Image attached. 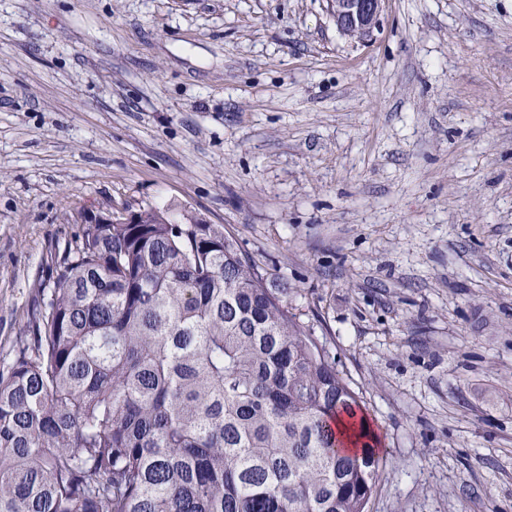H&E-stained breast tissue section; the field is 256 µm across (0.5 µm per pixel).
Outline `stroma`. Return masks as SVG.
I'll list each match as a JSON object with an SVG mask.
<instances>
[{
    "label": "stroma",
    "instance_id": "obj_1",
    "mask_svg": "<svg viewBox=\"0 0 512 512\" xmlns=\"http://www.w3.org/2000/svg\"><path fill=\"white\" fill-rule=\"evenodd\" d=\"M223 225L382 440L368 512H512V0H0V367L84 211ZM383 0H327V11L337 31L363 40L379 22Z\"/></svg>",
    "mask_w": 512,
    "mask_h": 512
}]
</instances>
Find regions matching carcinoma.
Instances as JSON below:
<instances>
[{
  "instance_id": "carcinoma-1",
  "label": "carcinoma",
  "mask_w": 512,
  "mask_h": 512,
  "mask_svg": "<svg viewBox=\"0 0 512 512\" xmlns=\"http://www.w3.org/2000/svg\"><path fill=\"white\" fill-rule=\"evenodd\" d=\"M83 224L0 370V512H366L360 401L219 224Z\"/></svg>"
}]
</instances>
